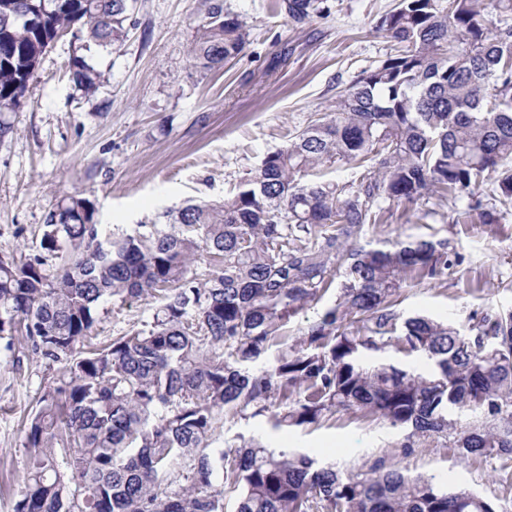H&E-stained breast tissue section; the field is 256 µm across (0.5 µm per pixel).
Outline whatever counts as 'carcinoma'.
Segmentation results:
<instances>
[{"label": "carcinoma", "mask_w": 512, "mask_h": 512, "mask_svg": "<svg viewBox=\"0 0 512 512\" xmlns=\"http://www.w3.org/2000/svg\"><path fill=\"white\" fill-rule=\"evenodd\" d=\"M138 0H0V138L44 55L70 37L69 67L86 98L106 73L83 52L119 51L138 25ZM294 25L329 14L326 0H274ZM378 30L395 53L336 93L327 113L267 154L216 202L189 203L133 234L102 236L83 194L62 196L39 250L0 256V338L21 332L52 376L27 419L26 464L14 512H506L494 500L411 476L390 455L342 471L251 439L215 448L228 413H266L276 429L339 410L442 437L464 459L512 475V311L485 316L475 335L427 315L401 319L399 274L448 270L447 243H354L381 204L468 199L497 224L512 205V0H395ZM249 29L224 0H206L189 56L219 69ZM350 180L325 179L335 165ZM208 259L200 277L194 263ZM336 303L253 371L280 331L320 297ZM156 298L141 327L94 345L100 307ZM402 334L397 336V324ZM423 354L418 371L365 354L393 344ZM481 410L463 427L453 412Z\"/></svg>", "instance_id": "obj_1"}]
</instances>
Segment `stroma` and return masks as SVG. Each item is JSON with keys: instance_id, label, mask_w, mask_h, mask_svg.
Returning a JSON list of instances; mask_svg holds the SVG:
<instances>
[{"instance_id": "35a3bbf8", "label": "stroma", "mask_w": 512, "mask_h": 512, "mask_svg": "<svg viewBox=\"0 0 512 512\" xmlns=\"http://www.w3.org/2000/svg\"><path fill=\"white\" fill-rule=\"evenodd\" d=\"M225 2L245 19L250 36L243 52L215 72L201 73L188 55L203 0H139V25L121 53L91 54L108 74L95 97L85 98L70 78L68 39L44 56L20 108L7 116L12 133L0 139V254L36 251L48 209L76 190L93 202L105 235L151 223L189 200L222 199L267 153L287 145L289 134L327 111L338 91L394 51L375 30L393 0H327L329 15L301 27L278 14L272 0ZM465 206L446 201L430 216L421 204H385L380 223L367 227L359 243L447 241V277L402 274L396 309L404 318L448 321L467 335L483 316L512 309V213L497 224L476 216L449 223L451 210ZM330 279L328 291L291 319L258 368H272L278 353L334 306L341 278ZM156 305L148 297L109 306L100 338L150 320ZM47 374L45 360L0 339V512H12L20 494L23 421ZM407 436V429L338 411L288 430L273 429L264 415L228 417L217 445L258 439L340 468L389 452L411 473L512 507L489 466L461 459L434 436L416 439L413 453L400 455Z\"/></svg>"}]
</instances>
